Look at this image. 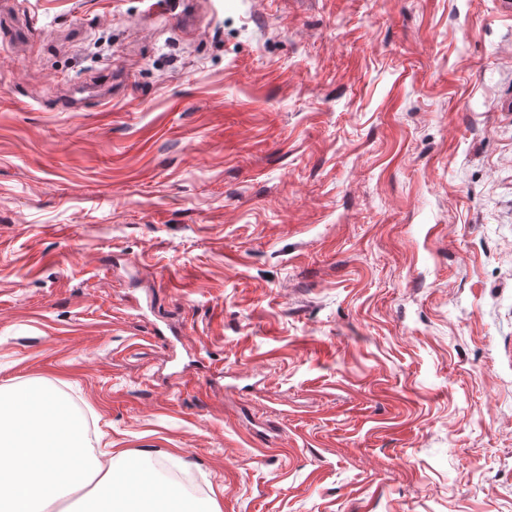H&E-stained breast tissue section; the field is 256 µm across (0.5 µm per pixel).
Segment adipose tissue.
<instances>
[{"instance_id": "obj_1", "label": "adipose tissue", "mask_w": 512, "mask_h": 512, "mask_svg": "<svg viewBox=\"0 0 512 512\" xmlns=\"http://www.w3.org/2000/svg\"><path fill=\"white\" fill-rule=\"evenodd\" d=\"M73 417L60 414L51 393L13 390L0 408V512H53L59 499L76 491L82 475L94 473L98 499L111 502L113 512H141L145 491L114 494L131 460L125 451L98 460L85 435H71Z\"/></svg>"}]
</instances>
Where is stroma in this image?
I'll list each match as a JSON object with an SVG mask.
<instances>
[{
  "instance_id": "35a3bbf8",
  "label": "stroma",
  "mask_w": 512,
  "mask_h": 512,
  "mask_svg": "<svg viewBox=\"0 0 512 512\" xmlns=\"http://www.w3.org/2000/svg\"><path fill=\"white\" fill-rule=\"evenodd\" d=\"M0 7V394L203 512H512V0Z\"/></svg>"
}]
</instances>
